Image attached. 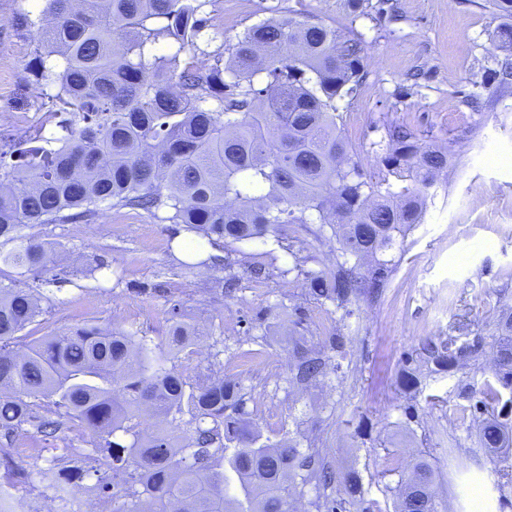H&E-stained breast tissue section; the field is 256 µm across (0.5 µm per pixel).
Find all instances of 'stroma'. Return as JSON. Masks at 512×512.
Instances as JSON below:
<instances>
[{"instance_id": "35a3bbf8", "label": "stroma", "mask_w": 512, "mask_h": 512, "mask_svg": "<svg viewBox=\"0 0 512 512\" xmlns=\"http://www.w3.org/2000/svg\"><path fill=\"white\" fill-rule=\"evenodd\" d=\"M23 0H0V153L16 149V119L35 120V79L28 69L35 31L18 25ZM212 36L198 59L229 61L244 29L289 11L333 27H353L367 71L354 97L342 101L344 133L372 180L383 170L385 126L406 125L425 142L446 146L447 176L431 188L423 221L407 232L382 298L362 300L344 318L310 300L302 279L280 277L288 256L274 239L227 244L215 239L187 254L194 231L140 209L108 208L90 221L38 224L31 235L58 243L40 277L0 266V281L47 297L48 311L24 334L35 339L75 324L114 326L160 340L179 306L203 335L177 367L198 381L210 372L237 381L264 436L315 444L339 475L358 473L363 503L341 485L329 489L337 512H395L397 483L427 460L436 475L439 512H512V448L485 453L474 444L475 404L490 375L495 322L512 305V84L498 85L504 19L488 0H368L349 18L341 0H209ZM110 267L101 273L100 264ZM265 268L256 281L243 265ZM239 275L226 292L229 275ZM349 336L341 368L305 388L288 378L298 346L322 347L334 332ZM456 337L483 343L479 367L432 371L427 341ZM260 363L238 367L244 353ZM419 385L399 384L403 368ZM418 416L407 419L406 407Z\"/></svg>"}]
</instances>
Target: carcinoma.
Instances as JSON below:
<instances>
[{
  "label": "carcinoma",
  "mask_w": 512,
  "mask_h": 512,
  "mask_svg": "<svg viewBox=\"0 0 512 512\" xmlns=\"http://www.w3.org/2000/svg\"><path fill=\"white\" fill-rule=\"evenodd\" d=\"M208 0H45L19 23L38 32L28 66L42 116L31 146L8 163L0 154V265L33 275L55 247L22 229L93 218L111 207L165 213L203 238L229 244L275 238L292 258L279 276L304 278L307 295L343 315L387 288V259L405 231L422 223L429 189L448 154L404 126L385 127V174L367 177L354 160L337 103L364 77L362 41L295 12L247 28L228 66L187 53L210 27ZM287 224H313L333 264L316 268L314 246L282 241ZM43 296L0 282V432L58 440L89 433L88 448H63L50 467L0 457V502L29 485L68 508L85 480L99 512H289L307 485L340 483L362 497L319 450L263 437L239 383L209 376L191 383L175 360L200 335L172 308L165 349L110 327L74 325L25 341ZM492 376L485 379L477 447L512 444L495 416L512 390V307L496 323ZM350 339L337 332L320 349L296 352L289 382L307 387L328 374ZM427 361L449 371L476 361L482 344L430 343ZM189 414L191 427L182 426ZM163 426L140 429L146 415ZM435 473L425 460L399 481L395 512H438Z\"/></svg>",
  "instance_id": "cac0c4a2"
}]
</instances>
